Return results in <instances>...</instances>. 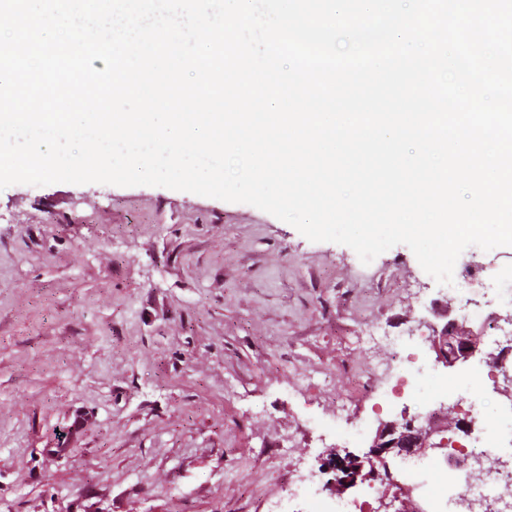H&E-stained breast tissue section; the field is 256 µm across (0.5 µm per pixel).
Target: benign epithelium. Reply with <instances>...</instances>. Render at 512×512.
<instances>
[{
    "mask_svg": "<svg viewBox=\"0 0 512 512\" xmlns=\"http://www.w3.org/2000/svg\"><path fill=\"white\" fill-rule=\"evenodd\" d=\"M430 347L436 361L450 369L464 365L482 354V336L473 327L455 319L438 326L429 324ZM435 422L419 424L407 415L400 420L379 422V426L363 455L349 451L334 452L324 460L323 469L335 472V484L353 488L370 478H392L389 460L423 455L429 449L446 448L451 440L442 437Z\"/></svg>",
    "mask_w": 512,
    "mask_h": 512,
    "instance_id": "benign-epithelium-1",
    "label": "benign epithelium"
}]
</instances>
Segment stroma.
I'll return each instance as SVG.
<instances>
[{
	"label": "stroma",
	"mask_w": 512,
	"mask_h": 512,
	"mask_svg": "<svg viewBox=\"0 0 512 512\" xmlns=\"http://www.w3.org/2000/svg\"><path fill=\"white\" fill-rule=\"evenodd\" d=\"M461 316L410 247L362 264L245 203L0 190V512H307L290 464L367 450L364 321ZM349 403L361 432L336 418Z\"/></svg>",
	"instance_id": "35a3bbf8"
}]
</instances>
